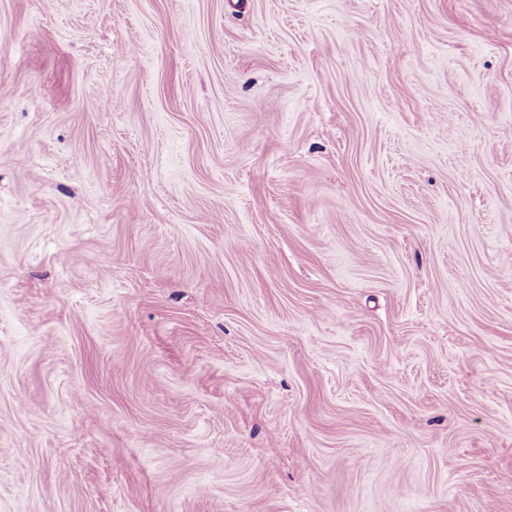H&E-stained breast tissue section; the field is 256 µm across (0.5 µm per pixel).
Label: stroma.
I'll return each instance as SVG.
<instances>
[{
	"label": "stroma",
	"instance_id": "stroma-1",
	"mask_svg": "<svg viewBox=\"0 0 512 512\" xmlns=\"http://www.w3.org/2000/svg\"><path fill=\"white\" fill-rule=\"evenodd\" d=\"M0 32V512H512V0Z\"/></svg>",
	"mask_w": 512,
	"mask_h": 512
}]
</instances>
